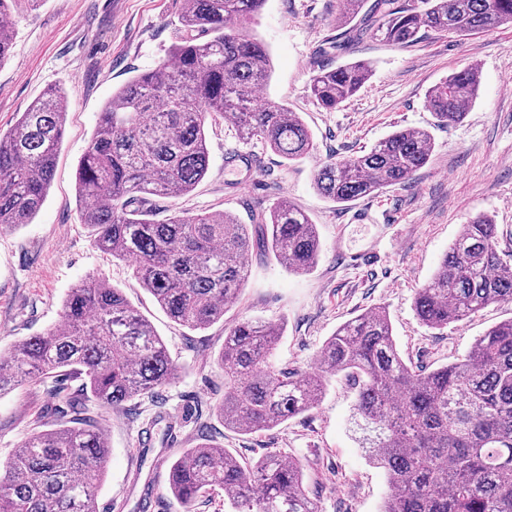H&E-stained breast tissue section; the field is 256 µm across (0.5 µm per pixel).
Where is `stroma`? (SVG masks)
Wrapping results in <instances>:
<instances>
[{
	"instance_id": "35a3bbf8",
	"label": "stroma",
	"mask_w": 512,
	"mask_h": 512,
	"mask_svg": "<svg viewBox=\"0 0 512 512\" xmlns=\"http://www.w3.org/2000/svg\"><path fill=\"white\" fill-rule=\"evenodd\" d=\"M182 0H16L14 41L0 63V129L12 128L45 92L70 96L64 138L47 198L32 223L0 232V352L60 322L71 288L106 277L162 337L180 367L176 383L137 399V412H104L111 441L97 512H181L168 491L171 461L198 442V427L236 455L298 459L321 512H381L389 492L384 469L369 463L353 428L356 390L331 378L311 411L252 435L224 428L212 408L224 395L216 357L236 317L278 320L285 326L275 359L288 370L314 368L326 339L344 322L385 307L407 361L431 370L464 354L488 328L512 319V304L492 305L442 330L421 325L414 295L436 271L469 216L485 213L499 227V249L512 255V25L465 38L425 35L400 48L368 36L345 43L339 0H266L255 31L268 47L273 74L263 100L286 104L311 130L315 151L288 162L259 141L239 139L231 126L208 130L205 179L180 199L155 197L156 220L173 209L225 210L241 223L280 196L316 224L323 252L308 274L285 270L274 258L252 255L240 303L203 331L172 321L134 277L128 263L97 249L81 222L75 174L98 116L113 91L154 68L181 38ZM369 61V82L339 108L319 107L310 95L314 68L350 59ZM481 68L479 97L457 124L438 125L427 90L454 70ZM423 128L433 138L429 163L408 183L343 205L321 196L314 174L327 159L367 152L397 128ZM257 157L239 171L226 167L230 150ZM379 257L354 263L350 254ZM54 379H33L0 395V461L33 433L55 428L47 414Z\"/></svg>"
}]
</instances>
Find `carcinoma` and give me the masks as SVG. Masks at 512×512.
<instances>
[{"instance_id":"cac0c4a2","label":"carcinoma","mask_w":512,"mask_h":512,"mask_svg":"<svg viewBox=\"0 0 512 512\" xmlns=\"http://www.w3.org/2000/svg\"><path fill=\"white\" fill-rule=\"evenodd\" d=\"M266 0H183L186 34L154 69L112 93L77 171L83 224L95 246L133 264L136 277L175 322L202 331L241 301L249 256L271 255L296 273L318 264L316 225L282 198L252 213L174 212L153 220L150 197L193 191L209 168L207 127L230 123L287 161L315 150L298 113L256 92L271 78V56L254 33ZM339 23L349 42L378 36L408 47L422 34L472 36L512 24V0H343ZM15 0H0V64L14 36ZM373 75L365 60L319 66L309 84L332 111ZM479 66L432 85L427 107L443 125L461 122L478 97ZM51 90L0 133V231L32 222L54 175L69 108ZM431 134L400 128L368 152L330 162L314 175L324 198L344 204L403 184L432 155ZM512 304V262L499 250L498 225L478 214L462 225L439 267L414 297L418 321L432 330L494 304ZM283 324L242 318L225 329L217 364L224 399L214 413L241 434L270 430L314 408L339 374L358 385L355 425L370 462L385 470L382 512H512V319L477 338L440 368L403 359L388 313L377 308L340 325L319 366L304 373L273 361ZM77 381L55 393L68 421L32 434L0 462V512H96V490L110 444L97 417L179 378L167 347L121 289L103 278L72 289L60 324L0 353V394L28 379ZM169 491L183 512L206 493L224 492L225 512H320L298 460H243L200 435L169 468Z\"/></svg>"}]
</instances>
